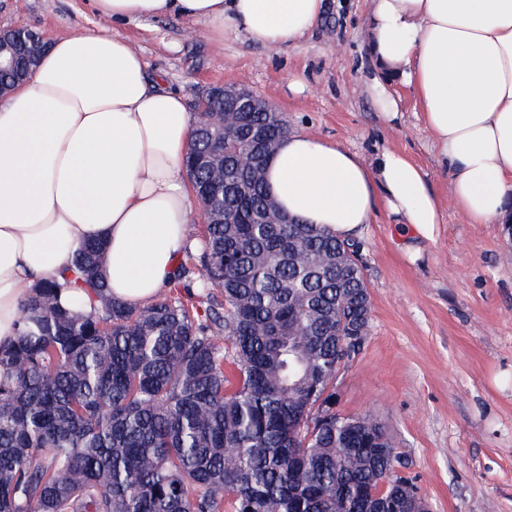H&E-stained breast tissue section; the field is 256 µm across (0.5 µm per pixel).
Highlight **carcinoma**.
Returning <instances> with one entry per match:
<instances>
[{
	"mask_svg": "<svg viewBox=\"0 0 512 512\" xmlns=\"http://www.w3.org/2000/svg\"><path fill=\"white\" fill-rule=\"evenodd\" d=\"M288 127L264 112L224 113L238 154L246 133ZM221 149L194 125L186 168L212 214L199 267L178 268L175 295L142 305L110 296L102 247L73 254L91 310L58 304L62 285L34 287L20 336L0 346V512H386L415 486L372 418L336 415L338 368L367 335L355 245L314 224H254L269 208L265 165L237 186Z\"/></svg>",
	"mask_w": 512,
	"mask_h": 512,
	"instance_id": "obj_1",
	"label": "carcinoma"
}]
</instances>
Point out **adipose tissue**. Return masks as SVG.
Instances as JSON below:
<instances>
[{"mask_svg":"<svg viewBox=\"0 0 512 512\" xmlns=\"http://www.w3.org/2000/svg\"><path fill=\"white\" fill-rule=\"evenodd\" d=\"M119 23L178 16L210 39L245 36L281 49L309 34L323 0H93ZM374 99L399 115L392 80L409 87L472 224L512 222V0H371ZM194 118L182 93L125 38L102 28L52 41L26 81L0 97V343L16 339L33 286L60 279L75 249L106 245L108 293L144 304L169 288L195 201L184 164ZM266 186L280 209L353 238L378 203L410 235L431 238L441 213L423 169L383 151L368 165L305 133L279 145Z\"/></svg>","mask_w":512,"mask_h":512,"instance_id":"adipose-tissue-1","label":"adipose tissue"}]
</instances>
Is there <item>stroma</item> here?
Here are the masks:
<instances>
[{"label":"stroma","instance_id":"35a3bbf8","mask_svg":"<svg viewBox=\"0 0 512 512\" xmlns=\"http://www.w3.org/2000/svg\"><path fill=\"white\" fill-rule=\"evenodd\" d=\"M326 2L321 23L277 51L241 37L213 42L203 24L177 17L112 30L187 101L213 84H242L285 113L290 130L368 163L399 150L426 171L443 215L432 239L405 237L383 206L358 238L371 315L359 353L336 376V409L385 426L431 512H512V230L457 211L408 87L392 84L400 114L382 118L370 0ZM100 23L90 0H0V29L52 39Z\"/></svg>","mask_w":512,"mask_h":512}]
</instances>
